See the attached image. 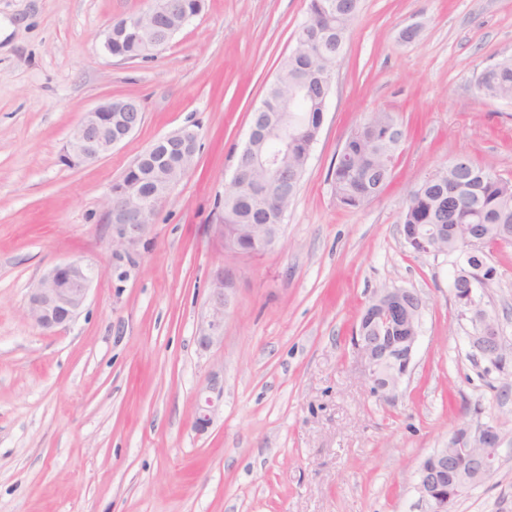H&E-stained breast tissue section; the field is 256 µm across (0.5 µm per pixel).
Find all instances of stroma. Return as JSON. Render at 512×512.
<instances>
[{"label":"stroma","instance_id":"1","mask_svg":"<svg viewBox=\"0 0 512 512\" xmlns=\"http://www.w3.org/2000/svg\"><path fill=\"white\" fill-rule=\"evenodd\" d=\"M148 5L0 0V512H427L424 459L491 423L496 468L453 512H512V362L498 370L471 348L451 257L415 253L401 226L410 192L457 156L512 181V102L475 90L512 55V0H361L281 240L253 258L221 252L216 202L308 0H205L152 57L106 55L112 21ZM129 97L139 129L103 159L64 163L83 113ZM380 110L404 130L390 181L343 208L331 169ZM184 128L199 134L193 169L114 257L107 193ZM70 260L98 273L76 319L42 330L28 290ZM487 262L496 276L478 295L512 352V246ZM220 267L224 335L204 350ZM387 288L417 293L422 313L412 370L382 398L354 335ZM213 378L224 393L199 431ZM179 133V134H178ZM182 139L176 140V139ZM193 139L196 143L198 140V133L194 130L183 129L180 132L174 134L165 135L159 139H157L134 163V165L130 168V170H135L137 168H141L143 164L150 160L153 155L156 154V149L160 144H172L177 146V149H183L184 143L186 140Z\"/></svg>","mask_w":512,"mask_h":512}]
</instances>
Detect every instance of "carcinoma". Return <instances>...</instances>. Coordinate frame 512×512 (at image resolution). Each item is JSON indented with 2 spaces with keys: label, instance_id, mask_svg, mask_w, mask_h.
Here are the masks:
<instances>
[{
  "label": "carcinoma",
  "instance_id": "cac0c4a2",
  "mask_svg": "<svg viewBox=\"0 0 512 512\" xmlns=\"http://www.w3.org/2000/svg\"><path fill=\"white\" fill-rule=\"evenodd\" d=\"M343 0H309L308 19L299 29L301 47L281 63L275 81L282 98L293 99L296 81H305L306 99L298 102L299 123L282 170L260 172L257 178L269 187L274 202L284 207L295 199L306 170L307 152L316 141L323 117L324 91L312 80L314 50L325 60H339L343 55L346 34L357 18L360 6H341ZM201 8L199 0H180L176 9L167 12L161 26L144 21L141 43L112 42V54L128 59L146 58L167 44L166 30L179 25L183 15H195ZM478 95L512 101V57H504L484 68L476 77ZM403 131L391 112H374L360 123L344 143L331 176L336 201L346 208H358L378 197L384 190L394 166ZM194 159L189 148L181 162L155 169L150 178L133 172L112 185V190L137 198L149 187L178 182L184 163ZM219 223L224 225V246L239 250L250 247L248 236L260 234L259 224H279L276 215L268 213L267 201L259 196H245L235 191L224 193L219 202ZM403 235L427 234L441 224H471L483 230L481 242L493 243L501 237H512V182L491 171L471 164L466 170L456 161L424 180L411 192L401 217Z\"/></svg>",
  "mask_w": 512,
  "mask_h": 512
}]
</instances>
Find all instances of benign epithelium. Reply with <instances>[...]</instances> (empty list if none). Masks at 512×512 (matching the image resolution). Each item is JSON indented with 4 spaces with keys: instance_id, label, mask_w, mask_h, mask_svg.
<instances>
[{
    "instance_id": "1",
    "label": "benign epithelium",
    "mask_w": 512,
    "mask_h": 512,
    "mask_svg": "<svg viewBox=\"0 0 512 512\" xmlns=\"http://www.w3.org/2000/svg\"><path fill=\"white\" fill-rule=\"evenodd\" d=\"M141 29L137 18H122L113 22L105 35L103 50L112 55V40L138 39ZM113 100L107 99L84 112L72 128L65 146L63 160L70 166L100 160L129 137L143 122L140 110L126 108L112 114ZM276 128L267 124L262 113H252L246 145L265 142L274 137ZM198 140V133L184 129L157 139L134 163L137 169L156 154L159 145L173 144L183 149L184 141ZM173 190H154L136 202L108 195L106 214L112 224V253L119 258L130 253L148 234L157 210L165 204ZM479 240L477 233L459 235L455 255L456 276H464L469 287L457 295V301L470 314L473 332L472 346L483 357L496 364L501 360L499 331L489 312L477 296L485 279L472 275L467 261ZM95 275V269L78 261L60 263L44 273L31 286L26 312L38 327L52 331L71 322L80 312ZM231 282L219 267L210 281L207 315L201 323L198 341L210 348L224 332V313L229 297L224 283ZM373 312L382 333L377 336H355L354 345L364 361L371 392L387 397L397 389L409 372L420 330L422 302L417 293L404 288H391L375 295ZM203 403L198 405L195 427L203 430L211 423V413L217 407L221 391L211 381L203 391ZM501 437L496 427L484 425L475 433L456 434L450 446L438 448L421 464L417 491L428 512H448V487L464 488L476 485L494 470Z\"/></svg>"
}]
</instances>
